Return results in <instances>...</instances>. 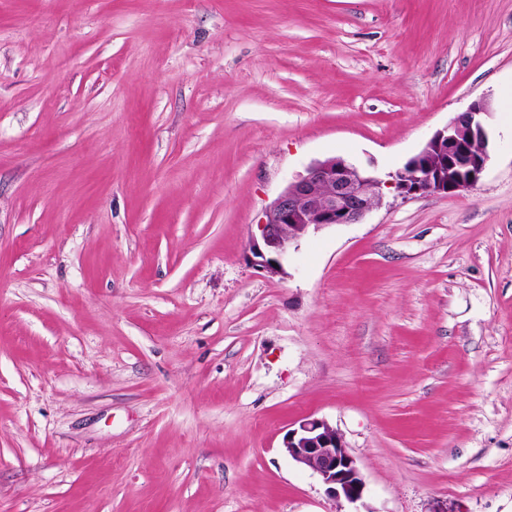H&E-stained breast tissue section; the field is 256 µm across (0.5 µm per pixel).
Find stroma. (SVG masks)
Here are the masks:
<instances>
[{"mask_svg":"<svg viewBox=\"0 0 512 512\" xmlns=\"http://www.w3.org/2000/svg\"><path fill=\"white\" fill-rule=\"evenodd\" d=\"M511 85L512 0H0V512H512ZM482 98L474 189L246 263L312 162ZM283 448L298 466L317 475L333 500L360 501L366 483L343 436L324 419L312 416L295 423L284 437Z\"/></svg>","mask_w":512,"mask_h":512,"instance_id":"35a3bbf8","label":"stroma"}]
</instances>
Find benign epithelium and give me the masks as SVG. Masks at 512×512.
<instances>
[{"mask_svg":"<svg viewBox=\"0 0 512 512\" xmlns=\"http://www.w3.org/2000/svg\"><path fill=\"white\" fill-rule=\"evenodd\" d=\"M489 112L487 100L473 102L386 179L342 157L312 164L270 203L250 231L245 261L270 275L284 274L285 263L310 229L360 223L381 204L388 187L405 197L476 187L490 160L484 123ZM283 448L298 466L319 477L329 498L349 504L363 498L366 483L356 459L326 420L301 419L288 430Z\"/></svg>","mask_w":512,"mask_h":512,"instance_id":"1","label":"benign epithelium"}]
</instances>
